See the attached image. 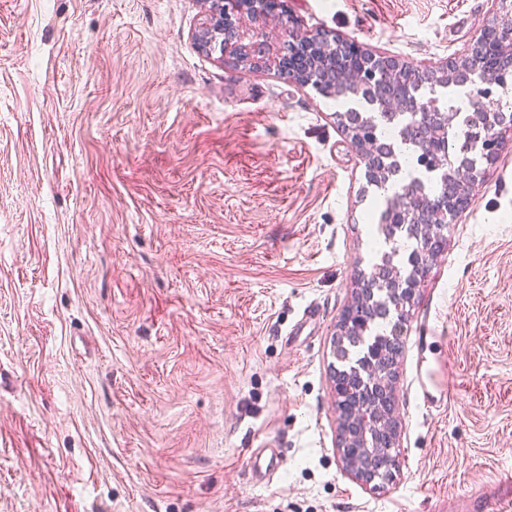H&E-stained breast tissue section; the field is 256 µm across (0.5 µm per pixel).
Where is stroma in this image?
<instances>
[{"instance_id":"35a3bbf8","label":"stroma","mask_w":512,"mask_h":512,"mask_svg":"<svg viewBox=\"0 0 512 512\" xmlns=\"http://www.w3.org/2000/svg\"><path fill=\"white\" fill-rule=\"evenodd\" d=\"M490 6L288 0L302 31L443 67ZM208 12L0 0V512H460L512 469V140L399 328V466L360 483L330 367L372 257L364 163L335 102L199 51ZM431 318L449 344L419 342ZM417 381L424 403L436 406L438 403L441 404V402L448 399V388L438 389L436 387L432 370L427 369L423 372L422 369H420L417 374ZM433 391L437 392L438 397L434 395ZM283 457L278 448L265 444L249 458V469L256 481L269 483L282 466Z\"/></svg>"}]
</instances>
